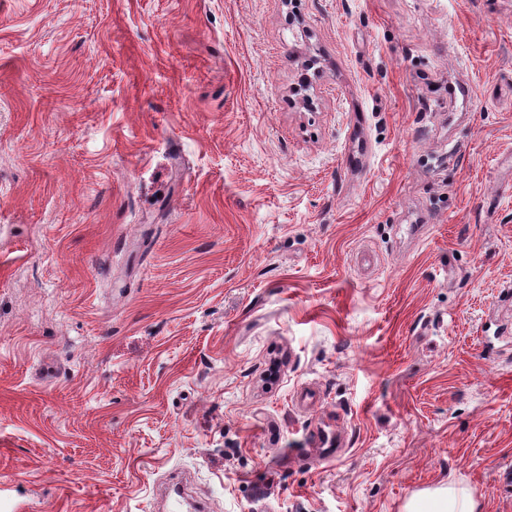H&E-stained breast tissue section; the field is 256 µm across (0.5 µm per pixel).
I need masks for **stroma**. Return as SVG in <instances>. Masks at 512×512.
Instances as JSON below:
<instances>
[{"instance_id":"stroma-1","label":"stroma","mask_w":512,"mask_h":512,"mask_svg":"<svg viewBox=\"0 0 512 512\" xmlns=\"http://www.w3.org/2000/svg\"><path fill=\"white\" fill-rule=\"evenodd\" d=\"M509 284L512 0H0V512H512ZM430 504L420 506L418 503H412L409 506V512H422L430 510L431 512H475V505L463 490H457L453 486H448L447 491H437L429 495Z\"/></svg>"}]
</instances>
